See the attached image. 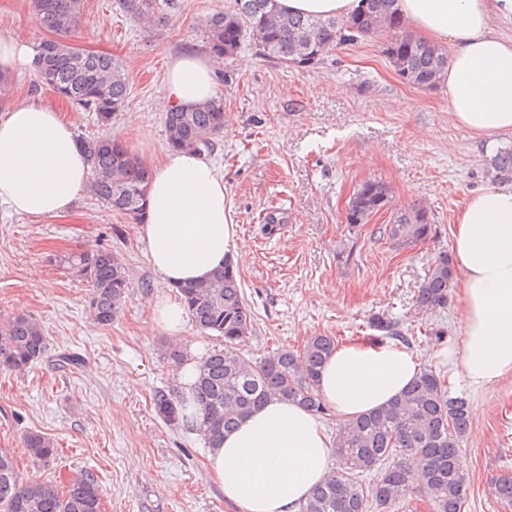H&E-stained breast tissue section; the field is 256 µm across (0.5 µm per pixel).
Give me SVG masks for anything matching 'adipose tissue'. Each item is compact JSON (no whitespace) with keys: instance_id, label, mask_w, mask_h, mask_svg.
<instances>
[{"instance_id":"1","label":"adipose tissue","mask_w":512,"mask_h":512,"mask_svg":"<svg viewBox=\"0 0 512 512\" xmlns=\"http://www.w3.org/2000/svg\"><path fill=\"white\" fill-rule=\"evenodd\" d=\"M289 13L350 17L361 0H277ZM403 26L452 53L441 85L456 124L481 136L512 134V39L491 32L512 17V0H397ZM164 96L191 110L217 98L213 59L189 52L167 65ZM74 129L35 102L0 116V206L40 220L69 212L91 178ZM152 267L171 288L209 277L242 248L225 207L224 178L195 152H166L156 164L140 228ZM463 340L446 352L471 389L512 374V186L467 197L452 232ZM420 371L398 342L339 347L319 377L322 397L346 421L398 396ZM333 439L297 404L273 399L226 433L207 455L211 479L239 512H297L331 472Z\"/></svg>"}]
</instances>
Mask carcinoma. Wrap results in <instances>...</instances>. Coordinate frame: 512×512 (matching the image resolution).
<instances>
[{"label":"carcinoma","mask_w":512,"mask_h":512,"mask_svg":"<svg viewBox=\"0 0 512 512\" xmlns=\"http://www.w3.org/2000/svg\"><path fill=\"white\" fill-rule=\"evenodd\" d=\"M395 0H367L365 8L348 18H315L288 14L276 0H234L233 9L213 14L206 23L207 49L218 61L237 55L252 43L265 56L292 68H312L336 44L357 37L394 32L386 48L397 73L410 84L431 88L448 64L440 47L402 30ZM126 14L152 21L155 12L174 6L173 0H120ZM83 0H33L37 27L51 35L36 46L39 81L75 107L95 114L104 128L99 136L80 138L91 160L89 191L112 212L138 222L144 215L149 165L112 136V115L129 95V81L121 63L110 54L80 53L65 38L82 21ZM172 150L211 153L215 137L224 132V106L219 100L188 111L171 109L164 118ZM493 178L512 181V146L496 152L488 165ZM391 201L388 186L376 179L362 181L348 204L347 223H367ZM431 233L427 211L412 205L396 212L390 237L425 240ZM77 277L88 284L89 308L98 324L107 326L119 312L130 287L125 264L108 249L70 258ZM455 268L441 252L429 267L416 296L420 312L448 306ZM181 300L200 332L218 345L199 360L196 380L187 391L159 390L153 406L164 422L196 432L209 448H216L253 411L273 397L294 402L317 417L327 416L318 382L325 360L338 347L336 338L309 337L297 348L269 353L260 360L244 357L238 346L252 335L254 315L246 303L236 267L228 263L211 278L178 287ZM373 329L411 344L398 322L377 318ZM39 323L25 315L0 322V368L23 371L46 352ZM470 425V409L463 396L449 395L445 379L423 368L414 382L388 405L339 422L336 455L340 469L310 492L299 512H389L400 498L420 488V501L430 512H464L460 443ZM26 447L35 460L57 453L53 442L32 433ZM374 473V480L365 476ZM494 494L512 506V477L494 484ZM102 495L95 477L85 473L64 490L50 481H25L13 458L0 449V512H101Z\"/></svg>","instance_id":"cac0c4a2"}]
</instances>
